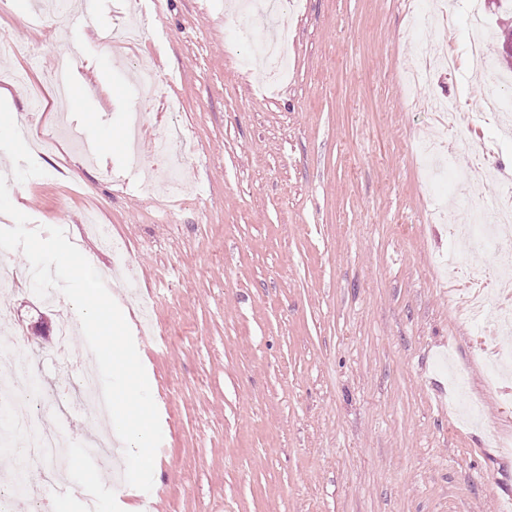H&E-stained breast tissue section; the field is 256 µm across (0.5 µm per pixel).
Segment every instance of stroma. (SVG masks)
Listing matches in <instances>:
<instances>
[{"label": "stroma", "mask_w": 512, "mask_h": 512, "mask_svg": "<svg viewBox=\"0 0 512 512\" xmlns=\"http://www.w3.org/2000/svg\"><path fill=\"white\" fill-rule=\"evenodd\" d=\"M141 3L143 40L114 49L0 0V159L13 205L95 253L134 330L163 431L152 512H512V453L486 436L512 435V376L488 388L474 354L488 333L456 316L447 276L491 278L512 242L469 253L436 218L459 182L417 156L432 120L418 100L460 98L473 125L452 155L481 189L457 223L512 175V135L482 117L469 0L443 20L424 0H292L288 77L272 85L225 0ZM60 55L74 58L66 99L43 75ZM63 118L99 155L30 149L24 127ZM173 124L192 146L189 190L162 200L143 184L163 174L154 149ZM90 212L129 271L112 276L114 256L85 238ZM6 306L0 338L26 337L48 389L71 382L88 346L56 353L67 299L23 288Z\"/></svg>", "instance_id": "1"}]
</instances>
